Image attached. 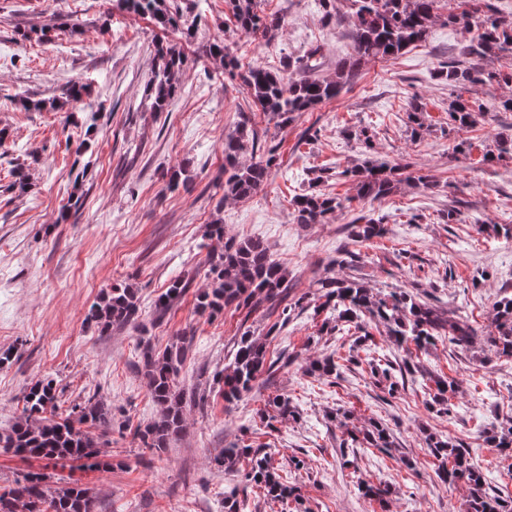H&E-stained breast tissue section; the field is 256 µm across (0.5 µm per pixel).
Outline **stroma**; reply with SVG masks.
Masks as SVG:
<instances>
[{
	"label": "stroma",
	"mask_w": 512,
	"mask_h": 512,
	"mask_svg": "<svg viewBox=\"0 0 512 512\" xmlns=\"http://www.w3.org/2000/svg\"><path fill=\"white\" fill-rule=\"evenodd\" d=\"M197 18L194 34L165 30L147 17L122 10L117 0H0V433L22 415L23 397L34 382L52 380L63 408L96 397L112 416L101 439L110 468L92 471L45 465L0 450V488L30 471L83 483L102 512H224V491L241 485L245 463L233 470L212 459L239 442L266 446L275 464L302 460L288 483L294 497L281 503L248 494L249 512H466L469 491L436 476L438 462L425 443L433 433L463 441L490 488L512 495V452L489 447L484 431L512 417V358L485 342L494 330L495 302L512 293V238L491 232L512 224V160L484 161L495 136L512 135V112H487L473 131L460 136L448 126L456 97L490 105L512 88L498 84L451 87L436 79L440 61L453 59L471 31L446 23L456 0H439V18L424 42L396 59L363 65L334 100L288 124L259 120L262 149H275L267 183L251 198L228 200L220 177L222 147L240 113L254 105L238 81L226 80L205 46L231 28L224 0H181ZM265 13L285 20L272 42L241 38L244 60L276 70L283 59L320 48L323 76L353 53V18L337 0L340 25L325 24L318 0H260ZM56 27L53 42L25 41L21 30ZM183 45L181 88L168 111L143 104L157 42ZM91 80L85 112H28L18 97L58 95L71 81ZM424 107L425 129L412 138L407 114ZM97 112L92 150L98 157L82 185L68 172L88 109ZM368 127L372 148L345 139V129ZM316 137L305 138L307 129ZM36 162H29V153ZM408 165L434 176L426 190L403 183L388 197L359 200L353 182L328 179L327 191L344 204L327 224L297 223L290 204L307 192L322 169L351 168L363 160ZM28 163L27 193L12 188L13 165ZM185 168L187 186L168 191L171 170ZM82 198L77 220H61L71 195ZM461 215L443 219L448 208ZM382 218L383 236L359 243L354 273L373 291L419 289L437 305L466 319L478 336L471 349L438 342L428 350L392 345L384 325L370 331L380 352L411 358L433 375L454 381L447 415L430 412L428 387L407 386L388 396L368 368L342 373L336 382L310 375L309 364L333 352L347 354L350 334H324L312 308L296 310L281 323L270 303L251 316L232 308L208 318L196 311V295L208 280V224L222 219L225 236L261 238L288 272L289 301L316 299L317 282L341 275L337 260L352 221ZM488 230L477 233V225ZM189 279L184 296L165 315L155 303L169 283ZM115 286L136 288L137 323L100 332L86 320L91 305ZM265 340L272 372L258 376L238 401L224 400L216 374L227 366L243 333ZM184 337L187 360L179 388L196 391L204 404L185 406V430L164 450L142 448L136 430L157 415L143 374L142 345L161 351ZM288 397L297 419L267 428L259 417L269 397ZM346 412L339 422L337 412ZM378 420L391 429L395 446L384 453L361 448L345 463L340 447L348 430ZM388 484L394 493L373 506L360 483Z\"/></svg>",
	"instance_id": "35a3bbf8"
}]
</instances>
